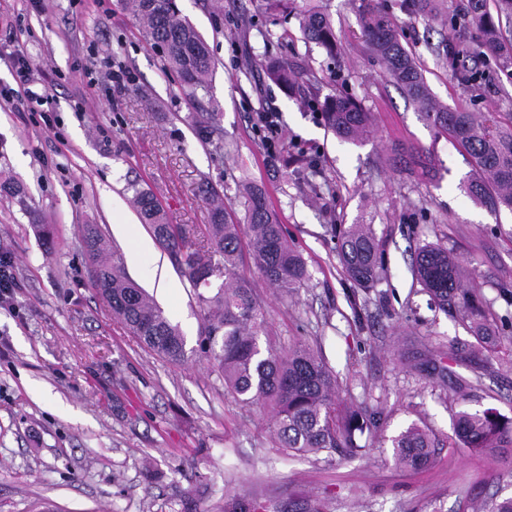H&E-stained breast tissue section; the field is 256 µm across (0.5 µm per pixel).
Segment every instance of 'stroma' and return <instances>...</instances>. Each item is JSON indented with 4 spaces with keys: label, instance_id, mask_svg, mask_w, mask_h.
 Segmentation results:
<instances>
[{
    "label": "stroma",
    "instance_id": "35a3bbf8",
    "mask_svg": "<svg viewBox=\"0 0 512 512\" xmlns=\"http://www.w3.org/2000/svg\"><path fill=\"white\" fill-rule=\"evenodd\" d=\"M215 60L209 92L187 94L162 51L144 37L123 0H0V86H13L12 51L47 74L54 123L0 103V249L19 286L0 307V512H466L470 498L512 496V466L455 445V415L496 409L512 419V212L492 215L470 196L469 156L422 120L368 59L352 0H325L338 38L335 59L304 42L298 21L267 0H176ZM390 13L432 94L451 108L512 115V69L491 71L475 92L437 59L451 29ZM309 65L318 87L288 95L244 76L265 50ZM121 61L125 91L91 89ZM346 93L373 112L375 130L353 144L328 132L318 102ZM216 111L224 149L192 125ZM280 118L276 155L259 113ZM154 194L170 223L205 242L211 222L203 183L224 193L235 221L246 192L265 190L310 279L294 293L269 288L253 263L244 272L264 306L261 346H316L339 383L338 400L377 413L356 457H286L274 447L272 411L245 407L197 352L202 317L188 280L159 244L132 253L120 225L151 237L130 203L129 181ZM97 225L127 274L178 324L187 359L158 358L112 318L91 283L83 229ZM368 224L383 272L370 288L348 280L333 229ZM447 246L464 260L496 335L478 348L468 320L439 309L418 283L419 247ZM170 282L158 293L156 271ZM443 362L425 375L415 359ZM428 428L432 463L403 471L390 439Z\"/></svg>",
    "mask_w": 512,
    "mask_h": 512
}]
</instances>
